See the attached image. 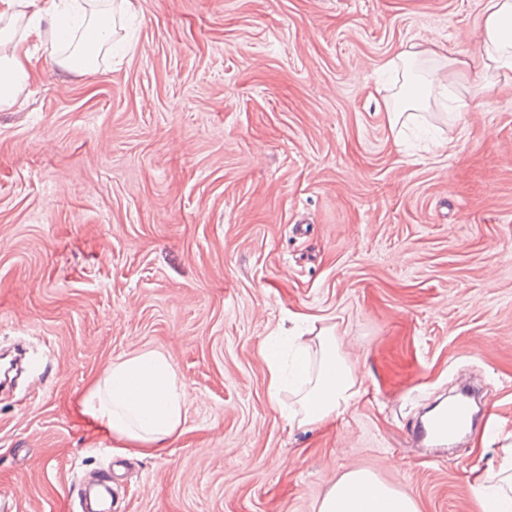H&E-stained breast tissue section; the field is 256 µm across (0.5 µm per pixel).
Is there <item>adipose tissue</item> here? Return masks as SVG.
<instances>
[{"instance_id": "1", "label": "adipose tissue", "mask_w": 512, "mask_h": 512, "mask_svg": "<svg viewBox=\"0 0 512 512\" xmlns=\"http://www.w3.org/2000/svg\"><path fill=\"white\" fill-rule=\"evenodd\" d=\"M83 0H0V108L13 106L23 82L31 80L37 60L30 50L42 38L44 19L67 16L84 22L88 49L64 57L68 66L88 69L95 50L110 45L112 28L104 14L87 16ZM23 32H16L17 22ZM480 41L487 62L512 70V0H486ZM291 372H284L279 339L267 337L261 355L268 367L272 399L284 386L293 387L299 407L288 410L289 423H324L344 415L358 393L357 380L336 352V338L322 330L315 336H294ZM77 406L97 430L117 447L148 456L168 448L183 433V396L169 358L150 350L120 357L78 397ZM473 494L480 512H512V474L475 478ZM318 512H418L406 493L389 487L372 472L358 469L342 475L326 492Z\"/></svg>"}]
</instances>
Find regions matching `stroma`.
I'll use <instances>...</instances> for the list:
<instances>
[{
	"label": "stroma",
	"mask_w": 512,
	"mask_h": 512,
	"mask_svg": "<svg viewBox=\"0 0 512 512\" xmlns=\"http://www.w3.org/2000/svg\"><path fill=\"white\" fill-rule=\"evenodd\" d=\"M112 51L0 109V348L38 366L0 391V496L79 512H318L367 469L419 512H480L512 444V70L482 68L484 0H112ZM425 51L423 104L385 65ZM470 57L467 78L449 58ZM332 329L349 411L289 425L264 339ZM165 353L183 435L114 448L76 399L120 357ZM484 432L415 447L462 370ZM82 512H111L109 504L110 486L107 477L93 485H85L79 493Z\"/></svg>",
	"instance_id": "stroma-1"
}]
</instances>
